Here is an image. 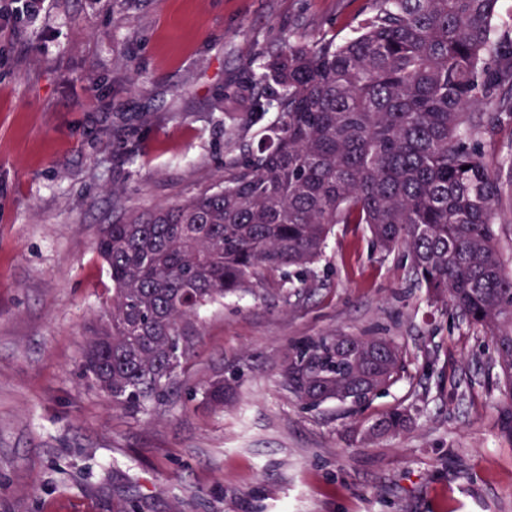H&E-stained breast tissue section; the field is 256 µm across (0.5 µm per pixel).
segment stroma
Here are the masks:
<instances>
[{
    "instance_id": "stroma-1",
    "label": "stroma",
    "mask_w": 512,
    "mask_h": 512,
    "mask_svg": "<svg viewBox=\"0 0 512 512\" xmlns=\"http://www.w3.org/2000/svg\"><path fill=\"white\" fill-rule=\"evenodd\" d=\"M371 0H33L0 35V512H512V439L480 329L401 254L336 230L305 282L268 281L197 322L144 410L79 377L112 295L93 249L123 214L192 197L253 140L256 60L289 33L343 39ZM481 142L512 159V115ZM375 331L406 372L360 420L303 409L283 378L311 336ZM229 381L223 408L207 397ZM411 428L364 440L395 405Z\"/></svg>"
}]
</instances>
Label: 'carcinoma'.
<instances>
[{
	"mask_svg": "<svg viewBox=\"0 0 512 512\" xmlns=\"http://www.w3.org/2000/svg\"><path fill=\"white\" fill-rule=\"evenodd\" d=\"M499 0H373L354 35L295 34L258 63L254 117L275 120L224 160L215 186L105 225L93 249L112 300L90 329L84 376L140 409L192 351L200 311L266 277L318 263L338 224H365L372 247L399 251L413 280L489 335L500 371L502 432L512 438V273L497 225L499 177L477 142L478 113L512 112V30ZM316 336L288 354V384L315 410L350 392L354 412L401 378L386 336ZM391 407L371 439L406 430Z\"/></svg>",
	"mask_w": 512,
	"mask_h": 512,
	"instance_id": "cac0c4a2",
	"label": "carcinoma"
}]
</instances>
